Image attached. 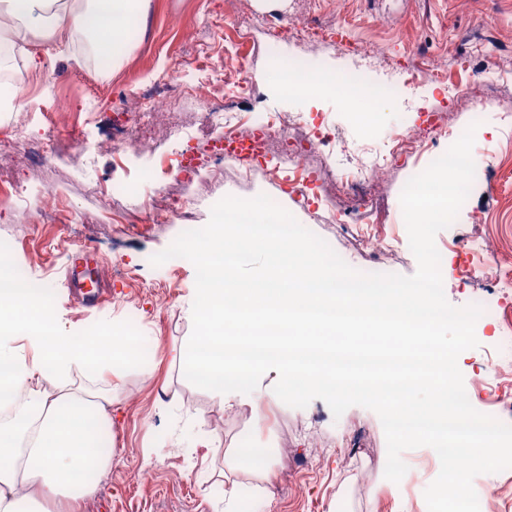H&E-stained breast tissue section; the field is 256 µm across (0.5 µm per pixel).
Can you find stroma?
Listing matches in <instances>:
<instances>
[{
    "label": "stroma",
    "mask_w": 512,
    "mask_h": 512,
    "mask_svg": "<svg viewBox=\"0 0 512 512\" xmlns=\"http://www.w3.org/2000/svg\"><path fill=\"white\" fill-rule=\"evenodd\" d=\"M274 13L296 14L309 24L343 31L350 44L319 55L311 53L309 42L288 37L270 45L260 20ZM208 15L218 22L217 51L242 67L252 87L240 102L242 134L251 133L253 113L265 109L291 112L302 121H325L349 144V153L331 158L333 169L347 172L364 150H385L395 133L426 115L455 131L479 120L472 148L474 183L455 221L435 238L443 255L445 297L464 307L495 296L484 282L463 286L455 280L448 243L458 232L477 237L484 235L485 224H492L503 265L512 267V159L503 154L512 142V0H147L121 62L85 54L78 40L42 44L39 52L51 57V65L22 68L18 75L28 98L39 100V112L58 126L46 142L56 161L49 169L32 162L26 141L37 135V126L26 123L24 113L0 112V129L22 130L10 157L0 156V172L31 190L28 200L18 204L0 195V242L11 248V266L49 300L57 332L122 329L130 312L141 317L139 361L114 364L101 376L76 371L66 376L73 385L110 389L118 398L106 425L112 466L82 512H425L424 491L439 474V457L423 446L404 451L409 480L403 497L394 498L384 477L387 445L375 412L353 406L337 418L319 399L303 409L290 407L274 393L276 375L270 371L251 394V403L261 405L255 418L249 414L251 403L225 410L219 396L185 378L182 356L192 331L196 272L189 262L177 270L151 265V257L185 227L151 224L147 217L156 201L183 195L193 198L194 225L200 228L223 197L264 194L352 268L409 276L417 261L400 194L409 179L433 162V154L390 163L378 217L391 249L375 265L356 239L354 225L333 223L329 206L315 203L308 192H284L262 170L243 179L228 168L223 178L202 188L177 175L151 178L156 158L177 150L210 154L211 134L195 102H186L177 115L188 138L159 137L155 158L138 155L129 145L119 158L74 145L78 138L106 137L113 125L125 122L122 95L140 92L174 68L190 70L196 51L192 37ZM357 41L379 44L381 55H359L353 47ZM275 56L304 61L306 70L354 85L387 83L399 63L423 67L441 56L453 66L464 57L480 91L453 108L447 95L431 86L408 92L396 88L381 96L363 122L341 96L282 93L271 79ZM116 181L131 189L120 197V212L107 224L102 202L89 187ZM42 192L65 200L79 235L52 222L32 224L30 211L38 207ZM76 270L97 279L105 291L103 303L87 307L77 299L70 285ZM359 430L365 431L369 450L355 455L347 444ZM245 441L273 448L270 477L227 471L226 456ZM206 445L211 448L207 455L202 452Z\"/></svg>",
    "instance_id": "1"
}]
</instances>
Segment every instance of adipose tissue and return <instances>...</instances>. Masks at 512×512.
I'll return each instance as SVG.
<instances>
[{"label":"adipose tissue","instance_id":"obj_1","mask_svg":"<svg viewBox=\"0 0 512 512\" xmlns=\"http://www.w3.org/2000/svg\"><path fill=\"white\" fill-rule=\"evenodd\" d=\"M144 0H0V13L12 24L0 28V73L17 60L38 66L31 46L35 39L55 42L76 33L91 36L96 52L123 59L124 28ZM293 88L312 96L341 94L355 111H371L374 100L318 74H296ZM7 318L19 330H31L38 352L21 361L7 335L0 333V367L10 370L0 384V406L16 407L15 416L0 424V512H46L45 502L65 500L69 512L91 497L111 456L95 453L101 424L112 419L115 395L88 394L62 383L69 371L104 373L114 362L140 358L136 337L103 329L86 336H60L45 305L15 292L6 303Z\"/></svg>","mask_w":512,"mask_h":512}]
</instances>
